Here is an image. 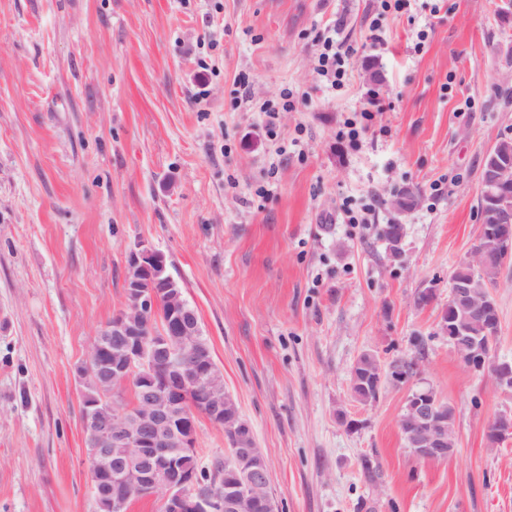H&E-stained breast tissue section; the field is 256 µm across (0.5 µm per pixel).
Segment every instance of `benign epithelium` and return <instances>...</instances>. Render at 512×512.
<instances>
[{
    "label": "benign epithelium",
    "mask_w": 512,
    "mask_h": 512,
    "mask_svg": "<svg viewBox=\"0 0 512 512\" xmlns=\"http://www.w3.org/2000/svg\"><path fill=\"white\" fill-rule=\"evenodd\" d=\"M512 163L489 161L482 179L486 202L500 223L480 224V232L448 293L452 308L474 315L498 311L494 293L473 288L474 276L504 261L512 250V208L500 192L507 185ZM125 288L127 307L95 335L90 347L96 379L112 391L129 388L136 395L134 414L105 410L99 401L83 398L82 419L94 448L93 493L110 512H127L132 497H157L162 512H262L271 498L270 472L259 452L250 426L241 421L231 428L234 446L223 473L238 482L218 492L200 491L193 472L182 457L196 449V416L224 424V396L213 391L211 351L201 344L200 325L178 282L169 274L166 257L141 243L128 255ZM164 304V325L148 320ZM460 359L477 372L490 374L497 385L512 389V364L493 362L483 340L471 335L470 326L455 320L440 322ZM404 359L383 364L378 360L354 362L349 382L379 387L384 378L407 380ZM400 424L409 428L407 444L427 461H445L455 450L454 420L429 386L408 397ZM489 427L500 441L512 438V412L497 415ZM127 453L114 457L112 449Z\"/></svg>",
    "instance_id": "7a95c632"
}]
</instances>
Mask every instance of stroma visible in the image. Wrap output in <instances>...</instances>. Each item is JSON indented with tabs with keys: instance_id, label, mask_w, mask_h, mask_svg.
<instances>
[{
	"instance_id": "stroma-1",
	"label": "stroma",
	"mask_w": 512,
	"mask_h": 512,
	"mask_svg": "<svg viewBox=\"0 0 512 512\" xmlns=\"http://www.w3.org/2000/svg\"><path fill=\"white\" fill-rule=\"evenodd\" d=\"M501 8L410 0L374 47L371 0H0V512H96L77 370L126 305L140 241L196 311L279 512H512V440L487 438L512 390L438 322L484 156L512 138ZM340 17L353 55L335 90L313 49ZM286 88L275 119L246 102ZM369 89L382 109L353 148L336 132ZM408 186L418 205L397 211ZM374 197L372 225L345 223ZM388 223L405 227L394 255ZM494 293L493 355L512 361V263ZM365 351L413 360L454 407L451 458L416 457L399 429L416 382L352 400Z\"/></svg>"
}]
</instances>
